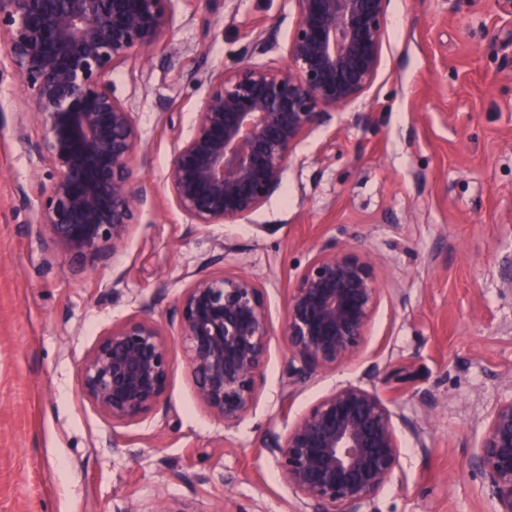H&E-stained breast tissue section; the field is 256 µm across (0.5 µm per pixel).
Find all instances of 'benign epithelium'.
<instances>
[{
	"instance_id": "obj_1",
	"label": "benign epithelium",
	"mask_w": 512,
	"mask_h": 512,
	"mask_svg": "<svg viewBox=\"0 0 512 512\" xmlns=\"http://www.w3.org/2000/svg\"><path fill=\"white\" fill-rule=\"evenodd\" d=\"M172 0H0V44L43 133L16 137L46 168L31 220L72 274L110 258L151 196L139 180L140 134L112 91V69L152 55L171 25ZM286 65L210 72L191 133L173 143L165 180L192 224H235L281 187L296 147L376 82L390 0H292ZM277 31L245 53H265ZM380 297L370 262L323 244L288 295V375L301 382L364 346ZM199 402L231 426L248 411L269 357L264 288L244 274L196 275L172 310ZM81 396L118 426L161 410L170 376L161 325L133 316L112 325L81 362ZM492 407L470 463L495 512H512V380ZM394 413L376 389L345 385L322 397L267 450L302 512H360L400 468Z\"/></svg>"
}]
</instances>
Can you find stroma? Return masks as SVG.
Returning <instances> with one entry per match:
<instances>
[{"instance_id":"1","label":"stroma","mask_w":512,"mask_h":512,"mask_svg":"<svg viewBox=\"0 0 512 512\" xmlns=\"http://www.w3.org/2000/svg\"><path fill=\"white\" fill-rule=\"evenodd\" d=\"M292 0H174L151 56L112 72L139 132L150 204L112 260L66 274L25 223L44 172L13 134L30 111L0 44V512H299L264 442L345 384L395 413L400 469L364 512H494L469 466L512 375V18L496 0H391L383 66L365 97L295 150L283 186L249 219L190 223L165 185L207 71L285 62ZM276 46L247 56L257 32ZM373 266L382 288L360 353L301 383L288 376V293L329 241ZM246 274L264 288L269 361L233 426L197 400L170 319L194 275ZM162 326V410L113 425L80 394V365L112 325Z\"/></svg>"}]
</instances>
